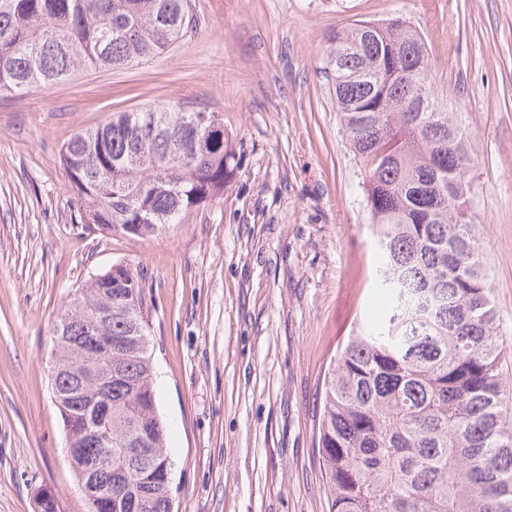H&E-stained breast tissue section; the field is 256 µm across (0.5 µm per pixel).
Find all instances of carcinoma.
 Segmentation results:
<instances>
[{"label": "carcinoma", "mask_w": 512, "mask_h": 512, "mask_svg": "<svg viewBox=\"0 0 512 512\" xmlns=\"http://www.w3.org/2000/svg\"><path fill=\"white\" fill-rule=\"evenodd\" d=\"M195 25L190 0H0V94L147 61ZM366 26L336 33L331 53L344 61L336 101L363 166L387 310L345 339L325 376L318 448L331 512H512L503 418L512 391L470 206L472 147L459 114L437 97L422 112L413 106L416 87L430 83L420 35L397 17L343 52ZM201 116L116 112L75 134L62 157L81 223L146 236L224 191L232 152L224 130L206 133ZM80 299L83 308L57 323L68 343L51 388L80 483L112 503L91 512H172L139 279L126 267L108 271ZM99 336L114 341L110 384L89 376L101 364L88 354ZM89 429L111 431L112 449ZM109 451L112 468L80 469Z\"/></svg>", "instance_id": "obj_1"}]
</instances>
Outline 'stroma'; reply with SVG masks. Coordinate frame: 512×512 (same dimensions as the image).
Wrapping results in <instances>:
<instances>
[{"instance_id":"stroma-1","label":"stroma","mask_w":512,"mask_h":512,"mask_svg":"<svg viewBox=\"0 0 512 512\" xmlns=\"http://www.w3.org/2000/svg\"><path fill=\"white\" fill-rule=\"evenodd\" d=\"M197 27L156 57L0 95V512H89L51 389L50 335L95 275H137L173 512H330L321 385L375 322V239L330 66L336 31L399 16L472 145V209L512 381V0H191ZM216 113L223 193L146 236L90 228L60 160L113 113Z\"/></svg>"}]
</instances>
